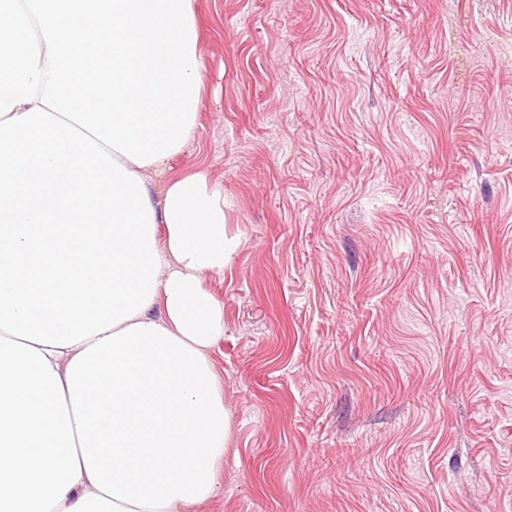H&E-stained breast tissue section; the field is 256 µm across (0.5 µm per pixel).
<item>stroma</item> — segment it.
Returning <instances> with one entry per match:
<instances>
[{
	"label": "stroma",
	"instance_id": "stroma-1",
	"mask_svg": "<svg viewBox=\"0 0 512 512\" xmlns=\"http://www.w3.org/2000/svg\"><path fill=\"white\" fill-rule=\"evenodd\" d=\"M230 413L187 512H512V0H196Z\"/></svg>",
	"mask_w": 512,
	"mask_h": 512
}]
</instances>
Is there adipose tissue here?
Here are the masks:
<instances>
[{
	"label": "adipose tissue",
	"mask_w": 512,
	"mask_h": 512,
	"mask_svg": "<svg viewBox=\"0 0 512 512\" xmlns=\"http://www.w3.org/2000/svg\"><path fill=\"white\" fill-rule=\"evenodd\" d=\"M195 0H0V512H184L230 415L201 288L237 249L193 138ZM69 152L70 167L56 164Z\"/></svg>",
	"instance_id": "1"
}]
</instances>
